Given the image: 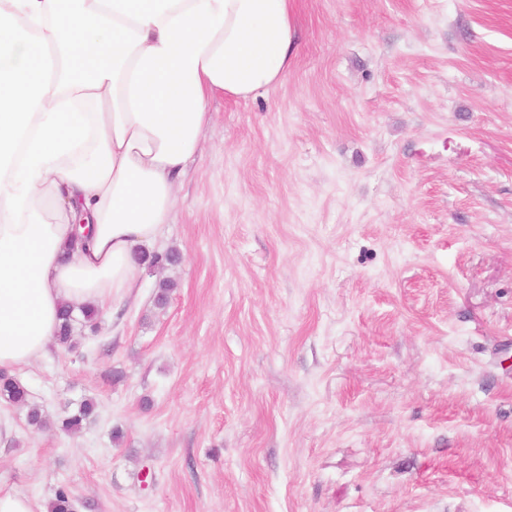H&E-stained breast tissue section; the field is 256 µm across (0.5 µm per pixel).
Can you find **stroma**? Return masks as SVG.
Masks as SVG:
<instances>
[{
	"label": "stroma",
	"instance_id": "1",
	"mask_svg": "<svg viewBox=\"0 0 512 512\" xmlns=\"http://www.w3.org/2000/svg\"><path fill=\"white\" fill-rule=\"evenodd\" d=\"M292 21L281 83L211 103L181 262L15 369L51 426L0 400V483L41 510L512 512V0ZM97 414V404L92 399L83 400L76 411L61 421L60 428L66 433L80 431L84 425L90 423Z\"/></svg>",
	"mask_w": 512,
	"mask_h": 512
}]
</instances>
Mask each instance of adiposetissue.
<instances>
[{"label": "adipose tissue", "mask_w": 512, "mask_h": 512, "mask_svg": "<svg viewBox=\"0 0 512 512\" xmlns=\"http://www.w3.org/2000/svg\"><path fill=\"white\" fill-rule=\"evenodd\" d=\"M293 0H0V371L132 297L216 95L277 86ZM86 237L75 239V218Z\"/></svg>", "instance_id": "adipose-tissue-1"}]
</instances>
